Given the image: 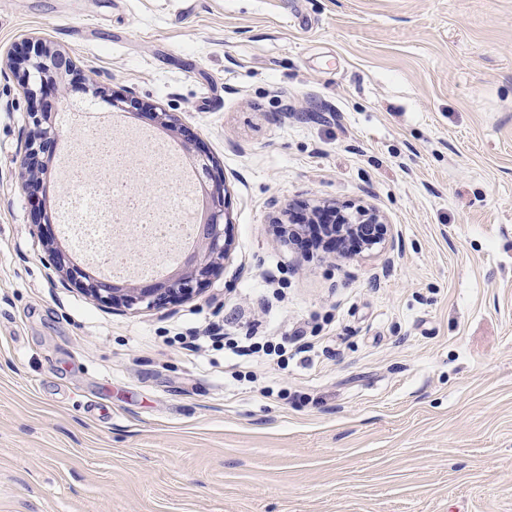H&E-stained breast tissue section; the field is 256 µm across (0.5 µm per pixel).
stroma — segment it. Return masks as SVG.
<instances>
[{
  "mask_svg": "<svg viewBox=\"0 0 512 512\" xmlns=\"http://www.w3.org/2000/svg\"><path fill=\"white\" fill-rule=\"evenodd\" d=\"M28 36L76 53L71 99L96 74L213 157L199 295L113 310L48 264L18 169L64 105L8 63ZM325 200L385 244L283 245ZM300 329L285 359L220 340ZM0 512H512V0H0Z\"/></svg>",
  "mask_w": 512,
  "mask_h": 512,
  "instance_id": "obj_1",
  "label": "stroma"
}]
</instances>
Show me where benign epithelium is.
Listing matches in <instances>:
<instances>
[{
	"instance_id": "1",
	"label": "benign epithelium",
	"mask_w": 512,
	"mask_h": 512,
	"mask_svg": "<svg viewBox=\"0 0 512 512\" xmlns=\"http://www.w3.org/2000/svg\"><path fill=\"white\" fill-rule=\"evenodd\" d=\"M10 64L23 70L26 94L31 101H37L38 96L48 91L68 99V87L62 83V76L75 69L73 52L40 43L33 50L11 58ZM89 91L94 99H112V107L119 110L133 103L129 97H109L106 87L94 78L89 79ZM30 118L33 128L29 130L19 178L28 196L33 199L38 193L47 162L52 159L59 129L48 112H32ZM150 120L156 126L181 132L175 114L162 108L150 113ZM197 160L200 182L210 185V202L204 214L203 232L196 242L195 252L188 257L181 272L165 278L141 279L138 284L131 286L115 285L104 278L93 277L74 263L55 235L56 224L52 217L45 215L35 219L33 225L46 247L49 264L77 285L87 297L105 307L151 310L195 296L222 269V260L230 245L231 230L225 211L224 179L218 174L217 166L210 156L200 154ZM367 225L371 233L365 245L373 247L382 244L388 234V224L379 211L366 206H353L347 213L336 211V218L325 225V231L331 238L344 237L363 230Z\"/></svg>"
}]
</instances>
